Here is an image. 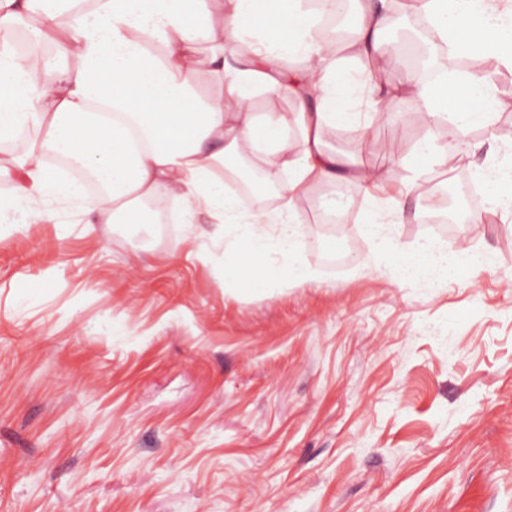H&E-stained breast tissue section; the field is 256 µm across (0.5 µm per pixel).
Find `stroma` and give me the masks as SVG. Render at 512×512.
Returning a JSON list of instances; mask_svg holds the SVG:
<instances>
[{
  "mask_svg": "<svg viewBox=\"0 0 512 512\" xmlns=\"http://www.w3.org/2000/svg\"><path fill=\"white\" fill-rule=\"evenodd\" d=\"M472 127V157L428 175L462 187L512 140ZM428 127L376 118L366 145L339 125L329 149L388 183ZM271 290L225 281L237 230L178 220H54L0 228V512H512V228L427 223L409 198L398 259L427 239L486 259L473 282H400L352 212V260Z\"/></svg>",
  "mask_w": 512,
  "mask_h": 512,
  "instance_id": "stroma-1",
  "label": "stroma"
}]
</instances>
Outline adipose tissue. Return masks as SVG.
<instances>
[{"instance_id": "ef3b65f1", "label": "adipose tissue", "mask_w": 512, "mask_h": 512, "mask_svg": "<svg viewBox=\"0 0 512 512\" xmlns=\"http://www.w3.org/2000/svg\"><path fill=\"white\" fill-rule=\"evenodd\" d=\"M202 0H0V142L34 128L9 162L0 161V178L13 183L10 208L0 223L33 224L53 220V203L79 207L98 224H119L162 196L179 199L187 223L207 215L216 224L245 226L251 254L274 249L284 256L281 276L308 279L300 245L297 209L314 182L357 180L370 207L363 231L382 259L398 243L392 227L404 223V200L421 188L417 180L389 193L382 178L362 169L357 158L326 150L325 127L342 124L366 134L370 114L386 112L395 99L410 96L419 107L408 124H427L457 141L467 156L466 136L479 125L493 130L506 103L493 79L500 65L512 64V6L499 0H404L405 10L427 18L449 53L475 56L487 67L479 74L443 71L436 82L407 79L379 85L388 68L383 38L393 0H319L323 13L353 11L357 17L347 48L356 69L341 66L334 41L313 31L301 0H220L215 9ZM33 16V51L11 48L15 25ZM224 40L202 50L207 32ZM150 35L166 48L164 60L149 55L140 40ZM50 43L59 59L75 56L77 68L59 66L51 81L38 45ZM297 59L286 67V59ZM223 75L225 100L201 102L194 91L198 73ZM257 88L292 97L294 116L259 117L244 101ZM297 125L303 150L289 154L286 132ZM60 155L91 169L106 192L89 198L81 182L61 178L47 163ZM257 161L271 177L287 173L282 204L271 213L243 211L224 177L244 160ZM486 214L512 215V163L484 164ZM483 261L467 248L448 250L423 243L398 269L401 278H474Z\"/></svg>"}]
</instances>
